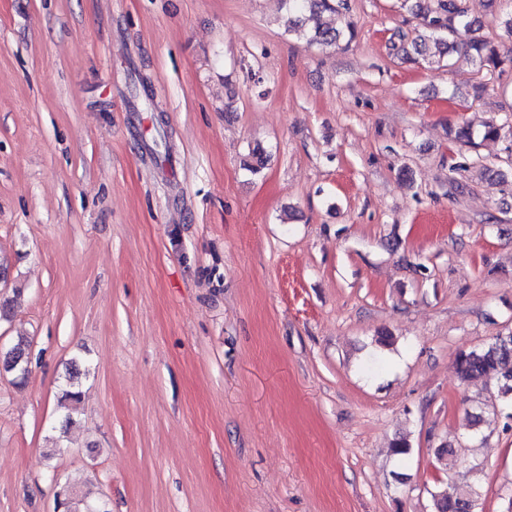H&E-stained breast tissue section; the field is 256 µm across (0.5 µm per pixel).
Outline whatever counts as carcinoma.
<instances>
[{
	"instance_id": "1",
	"label": "carcinoma",
	"mask_w": 512,
	"mask_h": 512,
	"mask_svg": "<svg viewBox=\"0 0 512 512\" xmlns=\"http://www.w3.org/2000/svg\"><path fill=\"white\" fill-rule=\"evenodd\" d=\"M288 11L290 35L308 45L325 48L337 47L355 37L351 24L337 28L324 16L344 15L349 11L348 0H279ZM432 5L423 9L419 0H402L407 13L418 19V28L409 46L401 47L402 60L417 64H438L450 53L463 50L469 53L481 70L493 71L506 65L512 66V56L502 55L491 42L480 35L482 23L471 17L468 0H430ZM27 342L17 340L5 351L0 360L11 366L26 363ZM459 379L466 383L488 372L499 375L498 393L505 419L512 421V331L500 334L488 343L456 355L454 360ZM77 375L68 376V384L62 390L59 407L62 430H67L81 400V392L74 383ZM434 512H482L483 487L478 472L460 485L453 479L432 494ZM66 512H104L101 505L86 499L73 501L65 497Z\"/></svg>"
}]
</instances>
